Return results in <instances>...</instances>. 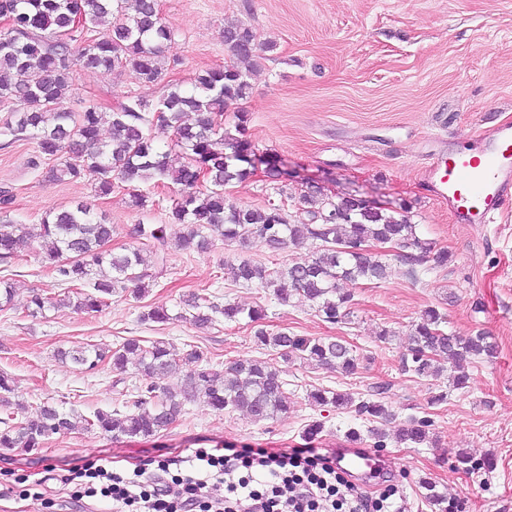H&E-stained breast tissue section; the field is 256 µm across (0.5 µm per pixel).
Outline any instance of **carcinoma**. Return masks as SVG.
<instances>
[{
	"instance_id": "obj_1",
	"label": "carcinoma",
	"mask_w": 512,
	"mask_h": 512,
	"mask_svg": "<svg viewBox=\"0 0 512 512\" xmlns=\"http://www.w3.org/2000/svg\"><path fill=\"white\" fill-rule=\"evenodd\" d=\"M0 18L9 20L0 29V105L8 108L6 118L0 120L4 145L35 141L38 157L55 162L49 169L52 180L88 178L99 197L110 194L117 179L128 186L131 206L138 210L148 202L139 186L168 179L179 186L169 219L184 226L171 240L164 225L136 224L132 234L145 241V246L114 252L108 247L112 225L83 200L46 214L37 224L4 221L0 224V264L18 259L21 245L38 241L41 263L52 269L58 282L75 291L73 298L67 295L56 300L34 294L28 306L30 316L36 318L61 303L77 311L98 312L119 290L130 291L138 300L166 271L171 249L202 251L214 235L240 247L259 239L275 252L305 241L314 243L311 254L281 268L249 258L226 263L224 268L234 281L270 289L284 303L295 296L306 300L333 324L347 321L353 305V297L341 291L339 282L386 279L391 273L388 256H396L411 274L430 261L436 266L448 264V251L419 236L405 207L387 211L351 196L333 201L312 191L301 196L312 222L294 224L292 215L280 205L238 207L229 203L226 186L255 174L249 162L255 152L248 114H237L233 134L221 124L226 109L250 93L251 86L239 68L257 57L256 34L250 26L224 28L232 59L197 74L189 88L171 84L155 101L133 96L108 112L95 107L69 112L63 102L76 66L127 69L145 87L163 79V49L174 40L176 31L162 18L158 0H0ZM156 112L162 113L157 124L171 130L174 145L184 151V161L177 168L170 167L168 151L151 135ZM105 124L110 128L106 141L100 138ZM264 164L265 177L286 192L288 178L276 162L267 159ZM201 172L204 179L200 182ZM184 306L189 321L199 328L208 326L213 314L221 313L228 321L254 327L257 343L279 350L285 358L298 354L318 366L346 373L357 367L353 349L336 339L305 338L286 330L268 332L260 309L236 304L221 308L199 293L184 300ZM442 323L436 309L423 312L411 332L403 359L405 371L427 377L439 374L450 361L458 364L496 355L497 345L486 334L448 333ZM58 356L87 370L96 369L106 359L120 373L133 356L142 381L122 393L125 411L121 414L98 409L86 418L49 400L40 403L33 417L18 421L11 412L0 422V448L33 450L56 434L79 428L97 429L115 438H149L183 416L185 403L197 400L217 411L244 409L256 422L288 412L286 382L280 371L258 360H234L220 370L194 345L177 352L163 341L145 345L137 338L125 339L108 355L75 347L59 351ZM181 361H193L196 368L176 387L160 385ZM310 397L319 404L352 407L362 418H391L383 404L356 403L349 393L317 389ZM431 426L429 417H410L397 429L396 442L422 444L429 439ZM426 490L427 498L441 512H460L459 501L445 498L430 483Z\"/></svg>"
}]
</instances>
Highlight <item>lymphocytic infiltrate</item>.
<instances>
[{"label":"lymphocytic infiltrate","instance_id":"f902f5d3","mask_svg":"<svg viewBox=\"0 0 512 512\" xmlns=\"http://www.w3.org/2000/svg\"><path fill=\"white\" fill-rule=\"evenodd\" d=\"M192 472L154 476L89 462L73 472L77 496L111 499L113 512H392L388 494L369 499L317 448H257L217 455L196 450ZM180 487L170 497L165 486Z\"/></svg>","mask_w":512,"mask_h":512}]
</instances>
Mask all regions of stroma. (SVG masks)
Listing matches in <instances>:
<instances>
[{
  "mask_svg": "<svg viewBox=\"0 0 512 512\" xmlns=\"http://www.w3.org/2000/svg\"><path fill=\"white\" fill-rule=\"evenodd\" d=\"M159 3L165 20L178 30L165 50L166 84L143 87L124 70L77 68L66 108L109 110L130 96L158 99L170 82L190 84L200 71L229 61L225 26L246 23L258 41L271 40L276 47L261 52L247 74L250 95L225 112L224 126L233 127L237 111L248 112L256 155L276 160L291 176L283 194L260 175L229 185L230 202L280 204L299 224L309 220L300 198L313 187L332 198L351 195L392 210L405 206L424 238L447 249L448 263L420 268L412 277L397 262L381 283H342L353 297V315L332 324L309 302L294 298L285 304L270 291L233 281L224 264L242 251L217 239L204 252H172L168 272L143 299L124 292L99 313L61 305L35 319L27 311L32 295H57L61 288L33 250H22L11 267H0V279L15 286L11 303L0 308V373L14 380L24 415H35L48 398L87 417L99 408H121L122 385L141 381L136 361L121 374L104 365L88 372L54 354L80 346L108 350L132 337L162 340L178 350L198 346L219 368L238 359L267 362L283 372L290 409L257 423L245 411L219 412L195 401L187 403L181 421L148 439L76 430L54 435L31 452L0 448V512H112L111 500L73 498L72 486L63 482L69 470L99 458L124 469L167 459L175 475L181 460L198 448L212 452L229 442L238 448L331 450L352 428L366 448L374 446L372 429L388 435L378 454L391 460L395 471L382 488L397 490L406 512H439L425 497L428 482L445 497L464 498L465 512H512V208L493 224H456L422 179L433 151H451L478 128L512 122V0ZM49 168L48 162H37L32 141L0 146V189L14 193L10 219L36 224L46 212L91 200L112 224L111 247L117 252L134 246L128 235L134 224H163L171 234L180 230L168 218L178 196L171 182L145 184L149 203L140 211L131 206L123 184L97 200L87 181H53ZM191 293L221 305L262 308L272 333L285 329L346 341L359 365L346 374L282 357L258 345L246 323L220 315L207 328H196L176 317L183 296ZM156 305L166 306L173 321L143 320ZM430 307L443 316L445 331H482L498 344L493 361L464 362L465 388H454L446 371L419 377L402 368L411 329ZM384 328L393 332L385 342L379 338ZM317 388L382 403L395 420H363L353 410L317 404L309 396ZM439 394L443 402L433 403ZM411 416L432 418L430 442L411 447L394 441L398 423ZM317 421L321 432L308 435ZM464 451L490 456L492 467L469 470L459 460ZM26 487L31 496L23 495ZM37 492L52 508L34 500Z\"/></svg>",
  "mask_w": 512,
  "mask_h": 512,
  "instance_id": "stroma-1",
  "label": "stroma"
}]
</instances>
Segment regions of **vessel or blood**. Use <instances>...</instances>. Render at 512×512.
I'll list each match as a JSON object with an SVG mask.
<instances>
[{"mask_svg": "<svg viewBox=\"0 0 512 512\" xmlns=\"http://www.w3.org/2000/svg\"><path fill=\"white\" fill-rule=\"evenodd\" d=\"M481 149L436 152L424 169L433 197L445 202L448 214L461 224H488L512 203V125L480 128ZM336 468L354 483L368 486L391 470L390 461L371 449L350 443L336 451Z\"/></svg>", "mask_w": 512, "mask_h": 512, "instance_id": "vessel-or-blood-1", "label": "vessel or blood"}]
</instances>
